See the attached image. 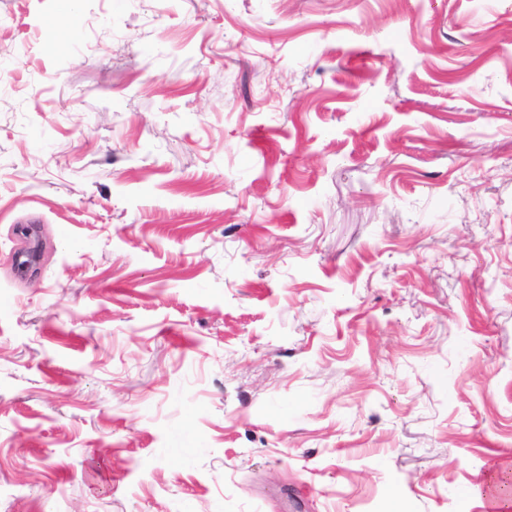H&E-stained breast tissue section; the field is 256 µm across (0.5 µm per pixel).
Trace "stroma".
<instances>
[{"instance_id": "35a3bbf8", "label": "stroma", "mask_w": 512, "mask_h": 512, "mask_svg": "<svg viewBox=\"0 0 512 512\" xmlns=\"http://www.w3.org/2000/svg\"><path fill=\"white\" fill-rule=\"evenodd\" d=\"M493 466L512 0H0V512H492ZM22 233L25 235L27 239H29V248L28 250L20 256L25 259L19 261L18 266L22 271H27L37 264H39L41 260V251H40V238L37 235V231L34 225L30 227H23L21 229Z\"/></svg>"}]
</instances>
